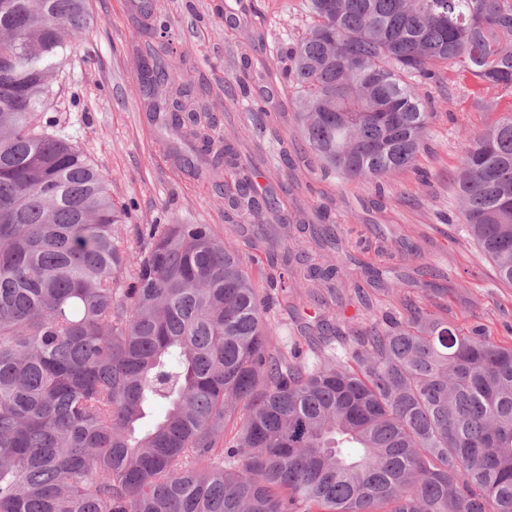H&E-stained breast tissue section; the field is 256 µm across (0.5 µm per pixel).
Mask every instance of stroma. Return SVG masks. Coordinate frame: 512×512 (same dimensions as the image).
<instances>
[{"label":"stroma","instance_id":"35a3bbf8","mask_svg":"<svg viewBox=\"0 0 512 512\" xmlns=\"http://www.w3.org/2000/svg\"><path fill=\"white\" fill-rule=\"evenodd\" d=\"M88 11L89 31L67 56L48 114L125 210L118 230L124 248L138 251L142 224H210L252 274L267 265L264 251L251 244L249 218L235 224L224 217L231 170L191 176L174 160L168 134L149 120L140 69L150 43L164 54L175 85H192L258 188L277 195L285 224L279 251L338 268L332 283L299 279L287 299L272 303L266 319L280 341L307 352L300 325L319 314L318 298L332 291L343 302L338 317L359 328L398 315L409 297L448 324L481 326L512 346V287L498 280L465 232L455 186L466 132L505 112L512 93L491 88L474 97L471 82L448 71L421 82L430 134L414 168L390 174L382 187L356 189L323 172L294 116L286 71L288 50L309 24L303 0H153L155 17L169 24L164 39L145 31L133 0H88ZM251 100L266 110L264 131L247 110ZM323 215L337 226L332 250L316 248L299 230ZM372 268L384 287L372 286Z\"/></svg>","mask_w":512,"mask_h":512}]
</instances>
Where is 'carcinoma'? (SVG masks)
<instances>
[{
    "instance_id": "obj_1",
    "label": "carcinoma",
    "mask_w": 512,
    "mask_h": 512,
    "mask_svg": "<svg viewBox=\"0 0 512 512\" xmlns=\"http://www.w3.org/2000/svg\"><path fill=\"white\" fill-rule=\"evenodd\" d=\"M288 51L295 118L358 184L411 167L444 69L512 89V0H305ZM87 0H0V512H512V347L408 300L397 318L317 326L314 362L274 344L260 289L210 224H144L135 268L100 173L44 117ZM151 111L203 155L214 123L143 62ZM466 232L512 285V108L468 134ZM224 205L267 217L247 177ZM336 247V225L312 228ZM337 268L285 259L264 288ZM165 407L149 429L147 410Z\"/></svg>"
}]
</instances>
